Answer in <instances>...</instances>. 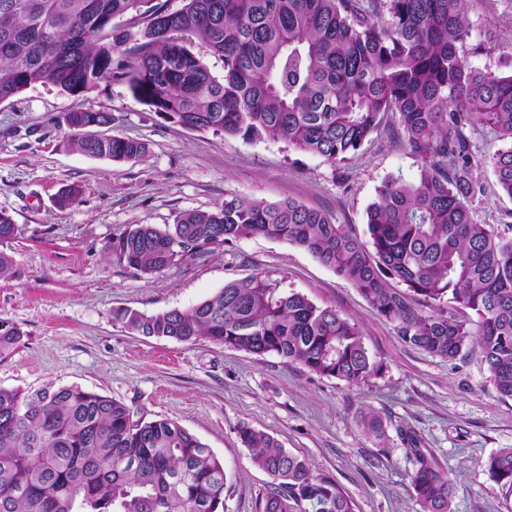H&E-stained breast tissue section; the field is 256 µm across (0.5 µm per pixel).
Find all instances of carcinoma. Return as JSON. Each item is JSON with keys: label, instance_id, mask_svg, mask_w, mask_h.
Listing matches in <instances>:
<instances>
[{"label": "carcinoma", "instance_id": "obj_1", "mask_svg": "<svg viewBox=\"0 0 512 512\" xmlns=\"http://www.w3.org/2000/svg\"><path fill=\"white\" fill-rule=\"evenodd\" d=\"M182 2L172 10L169 0H0V103L47 82L83 96L116 78L189 130L281 140L333 165L390 113L419 177L383 182L367 211L369 248L322 210L232 197L182 212L164 231L137 224L112 238V255L153 276L232 240L285 239L349 279L404 343L448 361L476 353L497 393L512 399V237L473 218L483 191L475 169L489 168L512 198V73L469 62L468 0ZM124 17L128 25L113 24ZM194 39L223 60V80L192 52ZM112 121L110 112L64 114L67 146L143 159L138 141L89 133ZM477 125L508 146L478 157ZM119 317L143 336L275 354L350 385L375 370L355 323L259 274L186 310ZM22 336L0 319V358ZM238 433L252 463L277 481L261 512L303 502L309 512H352L334 481L313 476L272 437ZM403 440L421 512H453V479L413 433ZM484 466L512 490V448ZM225 481L213 450L172 420L78 387H0V512H224Z\"/></svg>", "mask_w": 512, "mask_h": 512}]
</instances>
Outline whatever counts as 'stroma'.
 Segmentation results:
<instances>
[{"label": "stroma", "mask_w": 512, "mask_h": 512, "mask_svg": "<svg viewBox=\"0 0 512 512\" xmlns=\"http://www.w3.org/2000/svg\"><path fill=\"white\" fill-rule=\"evenodd\" d=\"M468 20L472 65L503 71L512 62V0H471ZM89 110L112 113L105 135L144 143V159L118 162L67 149L62 116ZM418 175L389 114L334 166L282 141L186 129L156 116L120 79L79 97L50 83L20 93L0 104V209L19 227L17 236L0 240V253L14 262L0 277V318L19 325L24 337L0 359V387L77 386L175 421L223 462L224 512H259L273 489L239 439L243 426L305 458L312 474L333 479L353 512H420L401 436L408 429L453 478L454 512H512V493L484 466L497 449L512 448V400L498 395L476 354L448 361L404 343L350 280L285 240L241 238L153 277L106 249L133 225L162 229L183 211L213 210L231 195L324 210L364 241L366 210L382 183ZM475 176L483 186L475 221L512 237V198L490 169ZM66 186L77 187L80 198L62 206L57 198ZM255 274L355 322L374 373L351 386L205 338L141 336L116 318L121 308L185 310ZM364 414L382 418L385 438L364 431Z\"/></svg>", "instance_id": "35a3bbf8"}]
</instances>
